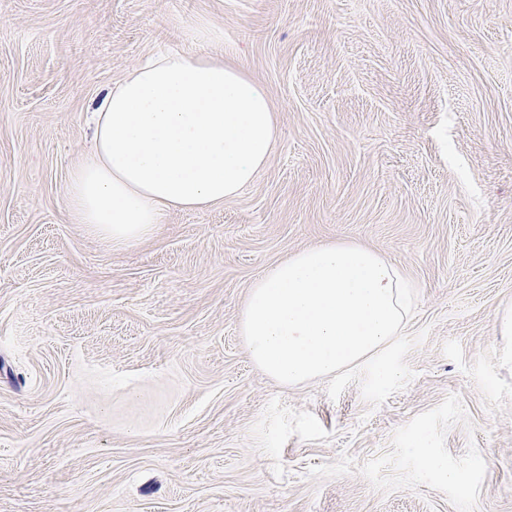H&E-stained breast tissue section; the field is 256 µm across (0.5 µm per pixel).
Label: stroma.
Instances as JSON below:
<instances>
[{
    "mask_svg": "<svg viewBox=\"0 0 512 512\" xmlns=\"http://www.w3.org/2000/svg\"><path fill=\"white\" fill-rule=\"evenodd\" d=\"M199 21L279 142L237 197L113 247L68 214L86 116ZM332 240L404 270L409 319L280 386L242 302ZM507 309L512 0H0V512H512ZM413 447L412 451L420 458L421 461H423L429 470L440 474L445 479H448V482L457 481V475L453 471L448 470L444 460L438 457L431 448H429L425 438L420 437L416 439Z\"/></svg>",
    "mask_w": 512,
    "mask_h": 512,
    "instance_id": "obj_1",
    "label": "stroma"
}]
</instances>
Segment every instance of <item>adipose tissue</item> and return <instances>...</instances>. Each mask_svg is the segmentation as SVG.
<instances>
[{"label":"adipose tissue","mask_w":512,"mask_h":512,"mask_svg":"<svg viewBox=\"0 0 512 512\" xmlns=\"http://www.w3.org/2000/svg\"><path fill=\"white\" fill-rule=\"evenodd\" d=\"M91 152L66 184L73 223L122 248L174 210L223 204L252 184L279 141L264 89L200 52L150 58L91 116ZM401 267L357 242L298 250L251 284L240 331L280 385L326 378L388 347L410 308Z\"/></svg>","instance_id":"1"}]
</instances>
